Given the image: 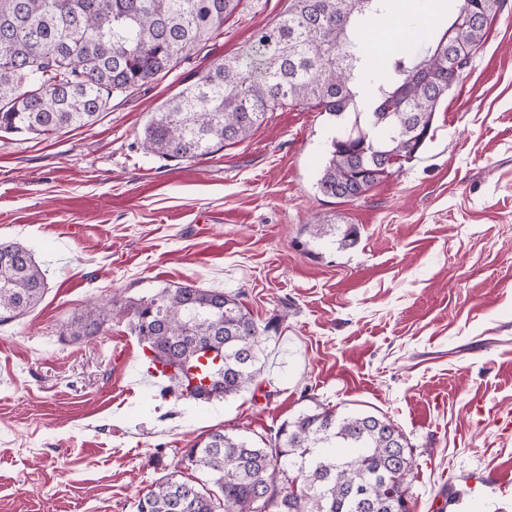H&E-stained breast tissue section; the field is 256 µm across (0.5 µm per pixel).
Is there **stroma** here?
<instances>
[{"instance_id": "1", "label": "stroma", "mask_w": 512, "mask_h": 512, "mask_svg": "<svg viewBox=\"0 0 512 512\" xmlns=\"http://www.w3.org/2000/svg\"><path fill=\"white\" fill-rule=\"evenodd\" d=\"M393 4L441 31L457 10ZM287 9L243 0L222 35L93 125L0 135V240L27 246L48 282L0 325V512H133L175 451L219 427L256 442L319 405L402 431L412 512H512V0L419 157L359 199L318 189L341 125L326 112L267 113L194 160L143 150L150 112ZM351 225L357 243L340 246ZM177 284L244 292L273 323L262 393L134 386L145 358L115 310L102 335L60 333L89 302Z\"/></svg>"}]
</instances>
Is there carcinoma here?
Wrapping results in <instances>:
<instances>
[{
  "label": "carcinoma",
  "mask_w": 512,
  "mask_h": 512,
  "mask_svg": "<svg viewBox=\"0 0 512 512\" xmlns=\"http://www.w3.org/2000/svg\"><path fill=\"white\" fill-rule=\"evenodd\" d=\"M391 0H289L287 12L258 29L236 55L201 72L163 101L142 131V146L163 159L192 160L249 138L283 105L336 117L371 92L372 111L355 112L331 139L320 192L359 199L415 160L431 139L435 112L486 41L503 0H458L456 65L449 31L436 36L415 16L396 21L401 44L374 59L352 42V20L387 13ZM241 0H0V132L52 135L91 125L114 95L170 72L224 31ZM0 323L33 309L45 270L30 249L0 241ZM242 292L167 286L121 305L148 366L175 367L174 393L219 400L260 388L272 325L258 323ZM108 305L92 302L60 335L101 334ZM223 352L220 365L199 351ZM201 369L189 388L182 370ZM173 471L139 497L136 512H411L413 457L390 420L326 407L283 422L263 445L217 428L186 449Z\"/></svg>",
  "instance_id": "cac0c4a2"
}]
</instances>
